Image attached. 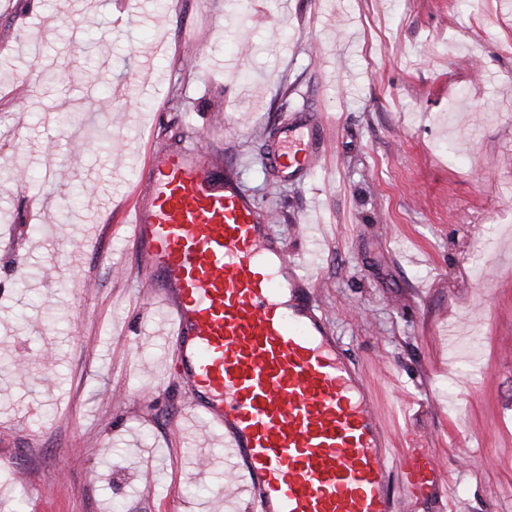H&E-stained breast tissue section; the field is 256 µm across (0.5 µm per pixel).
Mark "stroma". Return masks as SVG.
<instances>
[{
    "mask_svg": "<svg viewBox=\"0 0 512 512\" xmlns=\"http://www.w3.org/2000/svg\"><path fill=\"white\" fill-rule=\"evenodd\" d=\"M154 143L318 251L392 447L447 468L393 512H512V0H0V512H249L122 227ZM314 130L311 129L309 140L305 141L302 136L288 138V145H281L273 154L272 162L281 168L309 169L319 161L317 139L314 137Z\"/></svg>",
    "mask_w": 512,
    "mask_h": 512,
    "instance_id": "stroma-1",
    "label": "stroma"
}]
</instances>
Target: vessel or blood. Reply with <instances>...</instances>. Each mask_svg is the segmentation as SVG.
Masks as SVG:
<instances>
[{
  "instance_id": "vessel-or-blood-1",
  "label": "vessel or blood",
  "mask_w": 512,
  "mask_h": 512,
  "mask_svg": "<svg viewBox=\"0 0 512 512\" xmlns=\"http://www.w3.org/2000/svg\"><path fill=\"white\" fill-rule=\"evenodd\" d=\"M318 160L299 135L272 155L288 169ZM124 222L148 300L168 312L174 367L198 395L189 411L223 439L250 512H392L394 496L445 487V472L389 446L363 377L309 298L305 265L213 153L153 145Z\"/></svg>"
}]
</instances>
